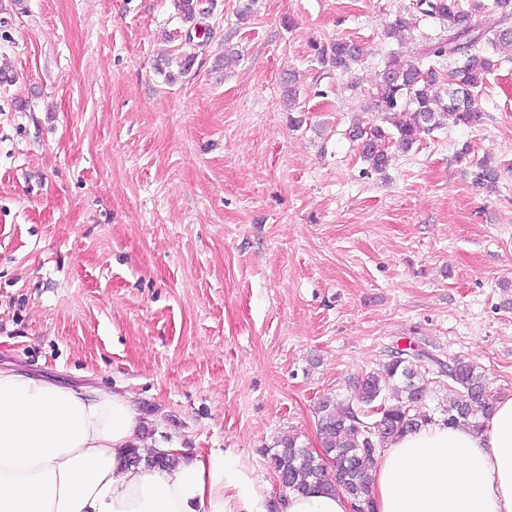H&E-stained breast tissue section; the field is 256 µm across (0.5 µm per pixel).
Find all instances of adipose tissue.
I'll return each instance as SVG.
<instances>
[{"mask_svg": "<svg viewBox=\"0 0 512 512\" xmlns=\"http://www.w3.org/2000/svg\"><path fill=\"white\" fill-rule=\"evenodd\" d=\"M142 422L133 395L0 369V512H267L230 456L132 465ZM377 512H512V399L482 430L430 425L392 439L373 471ZM281 512H352L350 499L288 492Z\"/></svg>", "mask_w": 512, "mask_h": 512, "instance_id": "adipose-tissue-1", "label": "adipose tissue"}]
</instances>
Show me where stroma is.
Returning a JSON list of instances; mask_svg holds the SVG:
<instances>
[{
    "label": "stroma",
    "mask_w": 512,
    "mask_h": 512,
    "mask_svg": "<svg viewBox=\"0 0 512 512\" xmlns=\"http://www.w3.org/2000/svg\"><path fill=\"white\" fill-rule=\"evenodd\" d=\"M419 2L256 0L243 22L216 0L191 35L173 0H0V368L121 387L146 440L235 455L270 499L276 438L320 450L318 403L392 351L474 362L512 398V51L482 125L382 173L349 138L377 120L387 25L447 34ZM339 38L369 49L353 75L317 59ZM473 177L476 184L481 186H493L500 176V168L497 163L489 158H483L471 164Z\"/></svg>",
    "instance_id": "1"
}]
</instances>
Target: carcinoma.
Segmentation results:
<instances>
[{
  "instance_id": "cac0c4a2",
  "label": "carcinoma",
  "mask_w": 512,
  "mask_h": 512,
  "mask_svg": "<svg viewBox=\"0 0 512 512\" xmlns=\"http://www.w3.org/2000/svg\"><path fill=\"white\" fill-rule=\"evenodd\" d=\"M421 4L424 15L448 23V35L416 53H391L373 93L381 123L357 121L350 131L360 157L375 172L386 169L391 144L407 153L421 133L442 129L449 120L456 125H480L486 114L475 92L496 66L492 55L512 46V27L489 34L478 30L473 22L482 8L478 0L468 9L459 0H421ZM174 5L190 30L204 26L208 14L199 0H174ZM412 29L413 23L399 16L385 37L403 47L412 41ZM318 55L346 74L363 59L364 48L353 40L336 39L318 49ZM471 167L478 185L492 186L499 180L500 168L489 158ZM432 366L446 369L445 377L456 385L455 397L437 419L417 412L426 396L424 374ZM350 389L348 399L319 402L323 454H314L298 442V436L288 434L276 440L269 464L274 473L285 476L287 489L341 492L359 512H375L372 471L378 449L389 439L438 421L478 428L475 414L487 419L494 410L477 366L462 359L445 364L427 351L412 355L396 351L381 369L354 380Z\"/></svg>"
}]
</instances>
